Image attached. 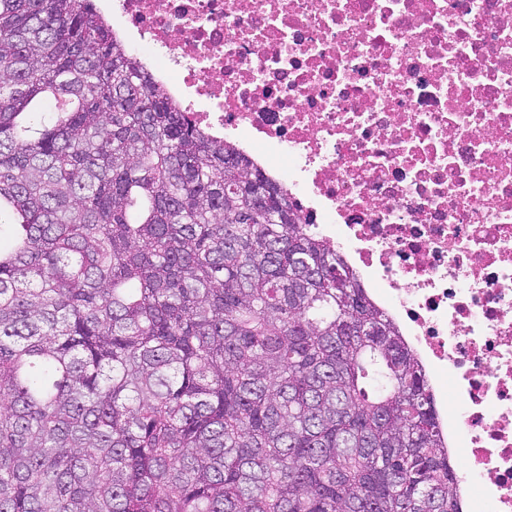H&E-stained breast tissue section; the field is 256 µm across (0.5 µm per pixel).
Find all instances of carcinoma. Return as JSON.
<instances>
[{"label":"carcinoma","mask_w":512,"mask_h":512,"mask_svg":"<svg viewBox=\"0 0 512 512\" xmlns=\"http://www.w3.org/2000/svg\"><path fill=\"white\" fill-rule=\"evenodd\" d=\"M0 512H462L422 367L93 0H0Z\"/></svg>","instance_id":"obj_1"}]
</instances>
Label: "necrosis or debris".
Segmentation results:
<instances>
[{"instance_id":"4bbe7bcc","label":"necrosis or debris","mask_w":512,"mask_h":512,"mask_svg":"<svg viewBox=\"0 0 512 512\" xmlns=\"http://www.w3.org/2000/svg\"><path fill=\"white\" fill-rule=\"evenodd\" d=\"M415 353L465 512H512V0H101Z\"/></svg>"}]
</instances>
